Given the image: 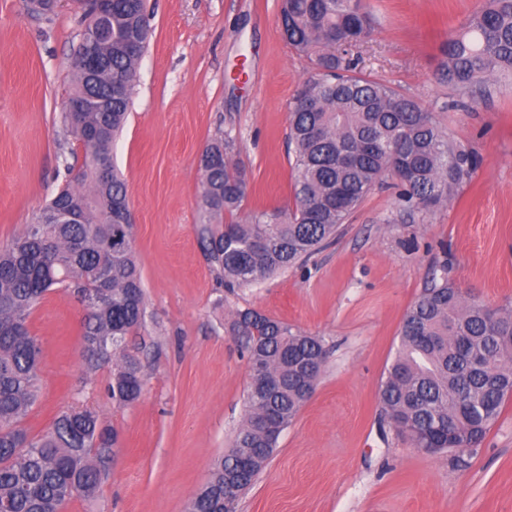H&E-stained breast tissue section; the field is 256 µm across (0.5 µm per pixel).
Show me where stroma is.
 <instances>
[{"label":"stroma","mask_w":512,"mask_h":512,"mask_svg":"<svg viewBox=\"0 0 512 512\" xmlns=\"http://www.w3.org/2000/svg\"><path fill=\"white\" fill-rule=\"evenodd\" d=\"M367 3L362 71L417 99L478 166L427 214L404 210L386 178L303 266L230 293L195 231L200 155L232 131L250 180L244 212L293 207L288 108L312 66L284 41L279 0H147L152 37L114 149L147 307L126 340L141 398L113 403L111 367L87 370L73 293L52 291L30 316L42 359L28 425L46 430L83 403L119 434L95 496L62 512H186L244 415L249 365L230 323L248 307L318 337L325 364L236 512H512V400L463 464L418 452L379 403L404 316L440 263L467 301L512 306V80L471 98L438 80L442 44L485 0ZM84 27L69 0L47 19L0 0V247L82 162L61 115Z\"/></svg>","instance_id":"obj_1"}]
</instances>
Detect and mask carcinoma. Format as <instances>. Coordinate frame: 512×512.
I'll list each match as a JSON object with an SVG mask.
<instances>
[{
  "label": "carcinoma",
  "mask_w": 512,
  "mask_h": 512,
  "mask_svg": "<svg viewBox=\"0 0 512 512\" xmlns=\"http://www.w3.org/2000/svg\"><path fill=\"white\" fill-rule=\"evenodd\" d=\"M105 15L112 39L96 36L99 21L88 12L75 51L69 98L90 107L62 113L82 163L67 167L68 183L0 249V512H62L73 497L92 498L118 447L115 428L84 404L61 411L43 433L25 424L38 399L42 352L28 318L48 293L64 288L85 306L87 366L113 365L112 400L130 404L143 391L139 362L125 340L143 326L145 296L133 225L113 220L128 207L127 187L109 163L150 31L144 0H112ZM280 22L288 45L316 71L288 113L295 208L240 218L249 177L235 159L232 132L207 145L200 160L204 220L197 234L230 290L302 265L385 177L400 181L404 208L429 211L477 166L473 154L448 144L415 98L357 70L351 47L372 33L361 0H281ZM91 44L104 61L95 74L81 63ZM443 54L441 80L462 96L512 73V0H487ZM110 75L124 80L119 98L109 97ZM231 331L249 365L262 371L263 388L247 390L232 446L188 512H235L324 363L316 337L257 310L236 311ZM511 397L512 311L466 304L447 275L432 273L404 317L382 381L384 414L417 451H449L462 461L476 454Z\"/></svg>",
  "instance_id": "1"
}]
</instances>
